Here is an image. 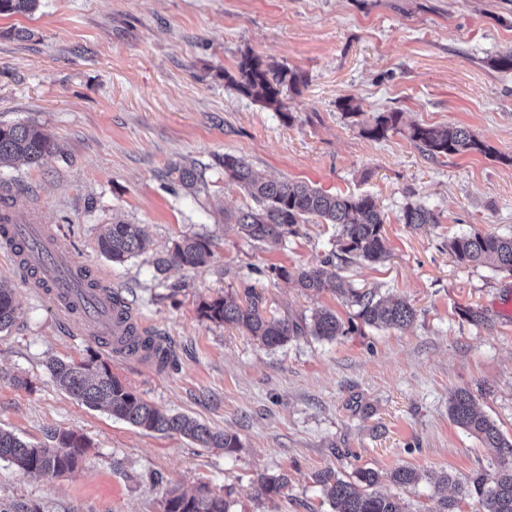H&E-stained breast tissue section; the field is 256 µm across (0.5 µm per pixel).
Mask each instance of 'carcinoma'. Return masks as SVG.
Returning <instances> with one entry per match:
<instances>
[{"instance_id": "1", "label": "carcinoma", "mask_w": 512, "mask_h": 512, "mask_svg": "<svg viewBox=\"0 0 512 512\" xmlns=\"http://www.w3.org/2000/svg\"><path fill=\"white\" fill-rule=\"evenodd\" d=\"M38 6L39 0H0V14H30ZM236 69V75L228 80L240 93L267 105L282 118L292 120L281 99L282 86L287 84L296 90L306 83L304 75L266 63L251 53L241 56ZM402 116L403 113L398 111L380 115L364 129V133L375 141L385 139L390 132L400 131ZM407 136L433 159L469 152L487 153L485 144L461 126L412 123L407 127ZM54 151L53 139L37 125L0 126V168L16 162L39 167ZM223 165L224 177L243 188L254 202V206L231 216L249 240L268 247H283L289 237L299 235L300 226L312 217L336 228L334 250L323 265L312 268L275 265L270 267L275 278L292 281L307 292L330 291L348 299L358 307L357 318L369 327L404 328L412 323L416 311L407 299L378 298L372 291L361 293L336 273L337 261L380 263L389 256L383 234L384 215L372 196L331 193L304 182L265 180L254 174L245 158L232 154L224 155ZM173 172L177 173L178 183L188 189H195L204 182V172L195 167H176ZM402 219L411 226L438 223L434 211L424 205H407ZM146 245L144 228L124 221L108 225L98 237L100 254L116 263L138 255ZM449 248L461 263L477 266L490 262L497 270L512 275V236L471 231L453 237ZM212 257L211 238L184 236L156 260V270L162 274L172 266L199 268L207 265ZM198 312L200 317L212 322L235 325L271 348L308 334L333 340L348 333L343 321L330 309L316 311L309 317L276 316L270 313L267 299L251 286L235 297L203 300ZM16 313L14 288L6 279L0 278V330L12 325ZM140 348L147 352V357L161 364L167 362L166 351L151 337L133 334L113 343L117 353ZM51 371L62 390L90 408L105 407L115 419L150 432L177 433L205 448H222L228 454L239 447L236 435L214 431L196 418L173 414L135 394L96 357L80 362L57 360ZM448 414L483 447L492 449L498 459L497 470L478 473L470 481L480 499L482 512H512V438L477 409L475 398L467 389L454 392ZM51 439L52 445L36 448L16 434L0 429V460L25 473L44 476L75 469L85 447L83 437L73 431L56 430ZM384 477L394 485L407 486L419 483L424 475L406 466L396 467L384 476L373 469L363 468L347 479L324 470L315 475V481L322 487L332 512H404L396 499L375 490ZM260 482L265 494L274 497L288 485V475L284 472L263 474ZM451 482L452 478L444 475L433 484L437 512H456L458 499L447 494ZM454 486L460 494L469 492V488L457 482ZM163 512H231V502L202 485L191 494L169 492Z\"/></svg>"}]
</instances>
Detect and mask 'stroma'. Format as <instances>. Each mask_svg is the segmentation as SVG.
<instances>
[{"label":"stroma","instance_id":"35a3bbf8","mask_svg":"<svg viewBox=\"0 0 512 512\" xmlns=\"http://www.w3.org/2000/svg\"><path fill=\"white\" fill-rule=\"evenodd\" d=\"M512 46V0H40L0 16V123L32 122L56 149L41 166L0 170V195L48 225L100 287L120 293L171 354L162 367L75 334L17 260L0 249V278L18 311L0 331V428L37 446L59 429L84 436L79 466L56 477L0 461V503L42 512H162L169 491L207 485L234 512H330L314 476L407 466L467 483L495 469L455 425L448 399L472 392L512 438V318L499 308L512 275L459 263L449 240L476 230L512 235V71L493 58ZM302 73L284 90L292 119L245 97L226 76L244 53ZM351 98L356 116L339 104ZM405 122L458 124L489 147L434 159L403 132L363 130L384 112ZM259 175L373 196L385 216L387 261L341 266L355 287L409 299L403 329H376L344 298L269 274L328 257L333 226L309 222L287 247L249 242L229 214L251 198L224 176V154ZM195 164L187 193L171 174ZM437 221L404 224L407 204ZM144 225L150 244L122 263L97 239L113 219ZM214 243L202 268L158 273L174 240ZM254 286L275 315L334 311L348 335L301 336L269 348L200 318L201 301ZM473 308L484 321L461 315ZM99 354L143 399L238 436L232 455L179 434H155L91 409L55 383L51 360ZM285 472L266 498L257 477Z\"/></svg>","mask_w":512,"mask_h":512}]
</instances>
